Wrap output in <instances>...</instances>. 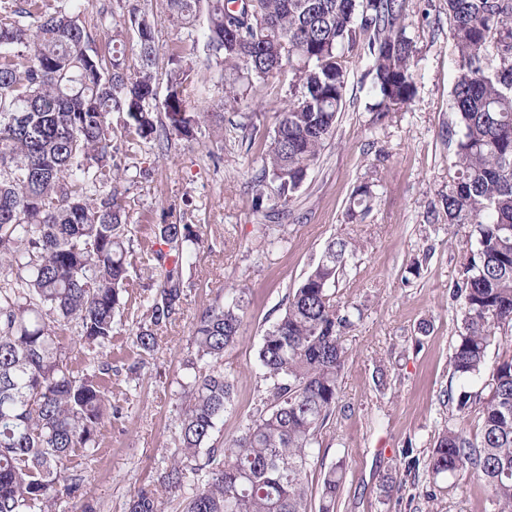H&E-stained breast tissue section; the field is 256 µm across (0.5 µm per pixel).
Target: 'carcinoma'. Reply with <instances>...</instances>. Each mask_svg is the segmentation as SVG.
Here are the masks:
<instances>
[{"instance_id":"obj_1","label":"carcinoma","mask_w":512,"mask_h":512,"mask_svg":"<svg viewBox=\"0 0 512 512\" xmlns=\"http://www.w3.org/2000/svg\"><path fill=\"white\" fill-rule=\"evenodd\" d=\"M405 0H163L171 21L200 30L209 61L224 71V103L236 104L277 67L288 72L289 96L255 185L277 184L290 202L344 105L351 53L372 74L370 111L383 120L415 93V44L403 24ZM82 0H0V512H56L82 496L84 479L66 473L77 448L96 454L107 422L126 417L102 376L126 305L133 258L152 270L143 296L147 321L133 343L158 347L185 299L183 265L203 240L191 224H156L135 253L126 224L119 139L155 142L196 136L187 110L188 63L171 49L159 115L152 26L138 9L115 24L105 49L93 47ZM458 62L452 92L458 128L456 162L441 197L448 225L469 227L475 250L461 262V328L452 375L483 371L503 326L512 328V0H447ZM243 31L228 37L227 28ZM133 32L131 54L117 37ZM125 113L121 132L111 114ZM366 183L353 190L347 214L370 207ZM353 249L330 240L288 295L284 313L262 336L258 364L269 381L264 410L221 445L213 440L232 399L220 361L239 336V303L199 312L195 351L184 363L177 417L178 453L157 484L140 488L127 512H161L163 496L182 498L184 512H335L343 465L309 487L311 447L336 406L354 312L333 292ZM92 354L79 372L65 337ZM487 396L462 391L456 409L481 412V437L446 429L429 460L436 474L473 466L490 491L491 512H512V358L492 374Z\"/></svg>"}]
</instances>
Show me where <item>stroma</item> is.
<instances>
[{
	"instance_id": "stroma-1",
	"label": "stroma",
	"mask_w": 512,
	"mask_h": 512,
	"mask_svg": "<svg viewBox=\"0 0 512 512\" xmlns=\"http://www.w3.org/2000/svg\"><path fill=\"white\" fill-rule=\"evenodd\" d=\"M133 6L154 26L158 94L166 92L169 50L190 46L187 103L198 121L190 143L122 144L116 162L133 246L143 247L154 224L196 225L203 245L183 268L187 299L150 355L132 338L151 272L132 270L134 286L104 354L112 365L107 387L127 415L102 427L94 457L79 450L68 457L67 470L83 475L84 489L59 512H82L87 503L95 512H125L129 498L169 465L192 322L220 296L240 298L244 311L238 340L222 361L234 390L216 434L224 442L237 436L266 395L257 369L262 336L333 238L355 248L335 301L357 307L361 317L345 333L347 363L335 411L313 444L309 483L339 462L336 512H490V492L474 469L436 475L429 467L446 428L474 440L482 430L477 410L461 413L448 401L463 388L450 366L463 311L453 290L475 244L467 229L427 221L455 162L448 128L457 64L446 0H406L404 23L417 49L413 101L384 125L373 124L372 76L364 60H354L335 135L293 200L281 203L268 189L262 213L253 208L251 186L288 98L287 77L268 79L226 106L219 72L205 66L202 49L192 48L161 0H83L85 17L99 21L91 30L96 46L111 36L113 16ZM363 182L372 185L371 208L352 222L349 197ZM405 448L411 459L402 457Z\"/></svg>"
}]
</instances>
